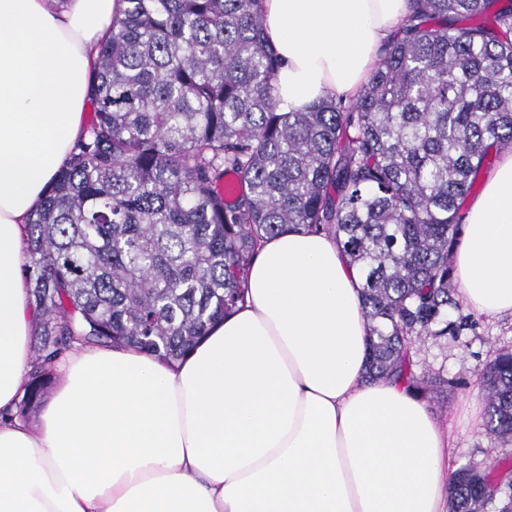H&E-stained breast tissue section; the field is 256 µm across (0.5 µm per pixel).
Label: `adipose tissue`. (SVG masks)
I'll return each mask as SVG.
<instances>
[{
  "instance_id": "ef3b65f1",
  "label": "adipose tissue",
  "mask_w": 512,
  "mask_h": 512,
  "mask_svg": "<svg viewBox=\"0 0 512 512\" xmlns=\"http://www.w3.org/2000/svg\"><path fill=\"white\" fill-rule=\"evenodd\" d=\"M125 0H0V411L31 368L29 217L85 133ZM282 108L354 99L410 0H261ZM463 304L512 316V152L464 215ZM360 281L326 233L265 239L245 301L182 361L84 347L36 424L0 420V512H448L449 428L365 379Z\"/></svg>"
}]
</instances>
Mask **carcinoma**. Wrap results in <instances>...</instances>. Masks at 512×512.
<instances>
[{
  "mask_svg": "<svg viewBox=\"0 0 512 512\" xmlns=\"http://www.w3.org/2000/svg\"><path fill=\"white\" fill-rule=\"evenodd\" d=\"M126 3L87 131L28 224L40 319L17 416L78 346L183 359L244 302L260 242L290 227L332 236L358 272L370 377L422 389L421 336L470 326L442 322L460 210L512 146V0H411L353 102L288 112L260 0ZM479 376L487 433L512 441V351ZM504 487L511 456L462 466L450 512H512Z\"/></svg>",
  "mask_w": 512,
  "mask_h": 512,
  "instance_id": "carcinoma-1",
  "label": "carcinoma"
}]
</instances>
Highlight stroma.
<instances>
[{
    "label": "stroma",
    "instance_id": "stroma-1",
    "mask_svg": "<svg viewBox=\"0 0 512 512\" xmlns=\"http://www.w3.org/2000/svg\"><path fill=\"white\" fill-rule=\"evenodd\" d=\"M470 315L472 324L459 336L427 335L418 342L415 358L418 374L440 378L443 389L424 391L422 397L438 419L451 425L455 462L490 463L512 455V442L491 440L482 425L473 423L461 408L465 399L481 396L478 369L502 349H512V317L468 313L465 307L449 308L444 318L455 321Z\"/></svg>",
    "mask_w": 512,
    "mask_h": 512
}]
</instances>
